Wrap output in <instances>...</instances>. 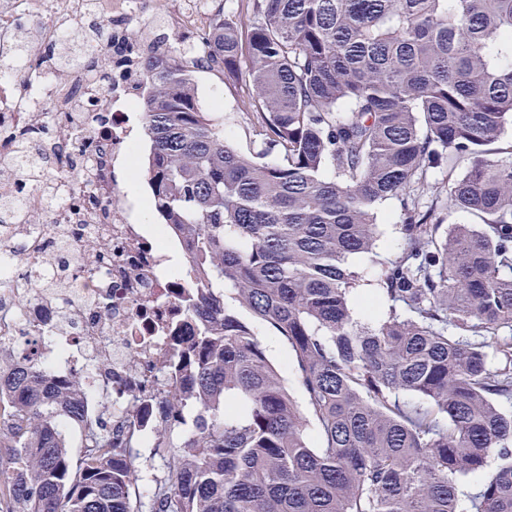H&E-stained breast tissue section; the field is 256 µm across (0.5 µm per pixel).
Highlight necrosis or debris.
Segmentation results:
<instances>
[{"instance_id":"4bbe7bcc","label":"necrosis or debris","mask_w":512,"mask_h":512,"mask_svg":"<svg viewBox=\"0 0 512 512\" xmlns=\"http://www.w3.org/2000/svg\"><path fill=\"white\" fill-rule=\"evenodd\" d=\"M149 4L98 0L96 13L87 15L81 0H0V53L9 52L17 29L32 17L44 42L92 25L110 27L120 42L149 14ZM209 17L206 0H185L171 20L184 34L178 56L194 60ZM137 54L129 47L117 58L115 95L107 103L97 80L80 74L61 80L34 51L14 79L0 84V166H14L19 142L37 145L68 200L51 213L37 186L19 176L11 185L38 223L21 238L0 235V250L15 253L24 267L20 274L15 266L0 268V352L48 368L61 383H77L87 412L138 436L163 424L156 405L184 387L172 366L194 347L183 298L200 282L167 271L169 251L187 252L185 240L172 225L165 238L146 236L123 190V178L139 172L128 129L134 101L125 86ZM76 101L95 132L83 161L67 149L75 139L70 107ZM62 239L71 287L61 295L43 291L32 277Z\"/></svg>"}]
</instances>
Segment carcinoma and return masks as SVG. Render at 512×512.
I'll list each match as a JSON object with an SVG mask.
<instances>
[{
    "label": "carcinoma",
    "instance_id": "carcinoma-1",
    "mask_svg": "<svg viewBox=\"0 0 512 512\" xmlns=\"http://www.w3.org/2000/svg\"><path fill=\"white\" fill-rule=\"evenodd\" d=\"M248 8L205 52L245 78L255 153L202 111L192 70L140 61L151 207L185 229V274L206 273L185 297L189 384L167 402L173 421L198 407L183 452L134 499L126 449L77 387L0 368V512H512V0ZM387 201L404 244L361 298L387 317L362 322L348 259L373 253ZM451 208L474 223L445 225ZM254 320L288 344L304 404Z\"/></svg>",
    "mask_w": 512,
    "mask_h": 512
}]
</instances>
